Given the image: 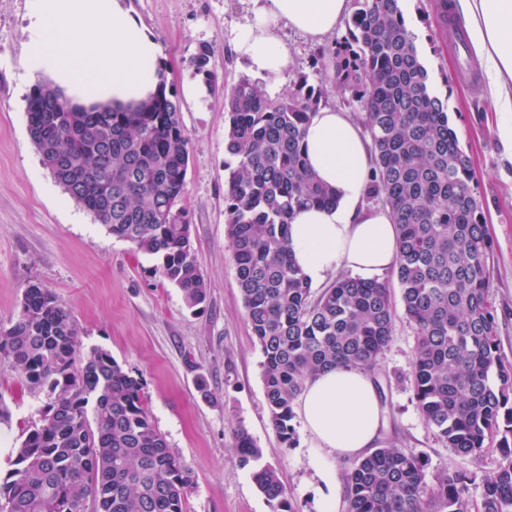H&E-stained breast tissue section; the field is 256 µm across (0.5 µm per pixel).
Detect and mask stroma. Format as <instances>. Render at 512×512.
<instances>
[{"label":"stroma","mask_w":512,"mask_h":512,"mask_svg":"<svg viewBox=\"0 0 512 512\" xmlns=\"http://www.w3.org/2000/svg\"><path fill=\"white\" fill-rule=\"evenodd\" d=\"M162 47L168 85L181 97L190 163L182 200L191 241L208 281L203 308L188 309L179 288L164 282L155 256L108 232L55 182L32 143L25 112L28 90L20 80L27 40L26 0H0V323L19 309L24 289L40 284L69 309L79 326V350L102 348L138 378L149 410L171 452L190 478L189 512H271L250 468L240 466L233 432L245 426L275 469L292 512H323V472L345 481L355 461L327 454L294 417L292 445H284L266 406L263 356L247 322L226 234L224 88L251 72L236 50L240 28L253 19L252 0H129ZM402 13L430 71L435 93L448 102L460 146L470 157L474 183L493 243L490 283L497 334L512 363V151L497 134L500 117L483 97L473 55L459 56L440 36L433 0H400ZM347 33L339 26L321 41L282 26L290 62L268 95L295 90L300 78L323 86V104L350 114L358 108L337 89L320 50ZM213 48V90L183 95L198 77L189 65L199 43ZM470 77L459 81V70ZM414 335L397 313L393 339L380 362L379 382L387 426L385 445L409 448L429 459V475L494 469L497 451L479 458L443 447L419 411L411 385ZM206 391H199L198 380ZM48 400L29 390L0 360V473H6L23 431Z\"/></svg>","instance_id":"35a3bbf8"}]
</instances>
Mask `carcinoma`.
Listing matches in <instances>:
<instances>
[{
    "instance_id": "cac0c4a2",
    "label": "carcinoma",
    "mask_w": 512,
    "mask_h": 512,
    "mask_svg": "<svg viewBox=\"0 0 512 512\" xmlns=\"http://www.w3.org/2000/svg\"><path fill=\"white\" fill-rule=\"evenodd\" d=\"M398 0H355L348 33L322 51L336 84L359 104L373 144L367 194L397 224L393 269L415 335L411 383L420 415L443 447L501 458L481 478L448 471L428 480V460L383 445L347 478V512H512V363L501 355L490 292L492 239L469 156L429 87ZM213 51L189 61L208 89ZM322 102L307 81L272 98L260 83L224 87V150L235 161L224 189L227 236L246 318L260 346L271 421L292 442L293 404L307 381L333 366L377 378L395 311L387 280L343 275L319 295L295 265L290 219L306 206L336 204L311 171L306 128ZM46 82L26 97L29 134L43 166L112 236L160 260L163 280L186 306L202 308L208 283L180 205L190 160L180 102L160 84L148 101L69 110ZM79 328L58 297L37 283L0 325L8 360L49 402L22 435L0 478V512H188L190 479L155 426L141 382L95 348L77 362ZM496 374L498 385L490 381ZM241 466L272 512H287L277 472L244 426L234 432Z\"/></svg>"
}]
</instances>
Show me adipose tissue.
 Listing matches in <instances>:
<instances>
[{"label":"adipose tissue","instance_id":"adipose-tissue-1","mask_svg":"<svg viewBox=\"0 0 512 512\" xmlns=\"http://www.w3.org/2000/svg\"><path fill=\"white\" fill-rule=\"evenodd\" d=\"M255 2V19L239 32L237 49L266 80L278 78L290 59L278 25L319 41L336 31L350 9L349 0ZM456 4L468 21L484 95L502 116L498 134L512 147V0ZM26 19L21 67L27 77L49 78L79 104L140 100L157 91L161 46L126 0H27ZM305 143L312 169L335 188L338 200L296 212L290 226L296 264L313 284L342 267L365 280L379 279L396 260V226L388 209L363 205L371 161L360 124L345 112L319 109ZM299 414L320 448L345 458L378 447L386 427L372 378L342 366L307 382Z\"/></svg>","mask_w":512,"mask_h":512}]
</instances>
